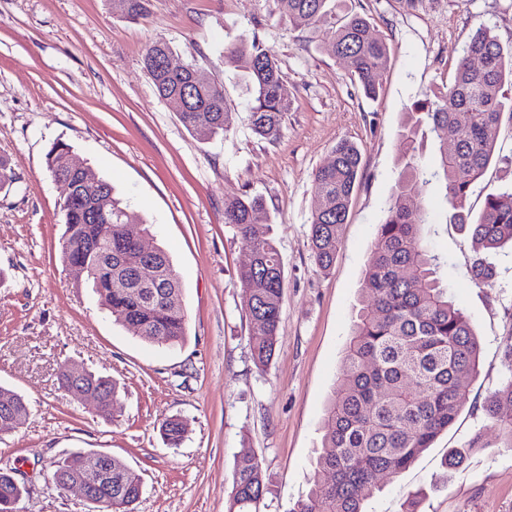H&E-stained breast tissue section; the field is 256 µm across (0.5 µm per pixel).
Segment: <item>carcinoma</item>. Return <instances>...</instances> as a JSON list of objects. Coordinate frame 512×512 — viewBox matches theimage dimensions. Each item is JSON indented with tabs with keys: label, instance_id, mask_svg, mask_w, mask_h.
Returning a JSON list of instances; mask_svg holds the SVG:
<instances>
[{
	"label": "carcinoma",
	"instance_id": "cac0c4a2",
	"mask_svg": "<svg viewBox=\"0 0 512 512\" xmlns=\"http://www.w3.org/2000/svg\"><path fill=\"white\" fill-rule=\"evenodd\" d=\"M149 0H112V14L135 20L148 12ZM275 10L295 23L328 27L329 47L346 64L365 96H376L379 77L389 64L387 44L356 13L336 15L335 0H272ZM168 43L156 41L143 57L144 68L159 98L190 90L188 64L169 72L157 62ZM225 56L242 72L250 95V128L268 141L276 140L291 102L282 95V71L277 59L254 38L225 49ZM512 52L490 28L471 34L458 62L453 82L432 92L425 103L406 113L402 134L403 165L386 218L377 227L378 246L369 258L340 367L327 400L322 446L309 479V492L292 512H365V502L380 490L379 475L392 477L408 470L436 437L454 424L466 400L465 381L478 374L480 339L469 316L448 296L442 261L427 246L426 208L415 205L428 176L445 181L453 221L475 247L471 273L475 281L493 286L494 268L481 255L512 245V190L491 191L479 218L466 209L471 184L495 159V131L504 111L512 112ZM192 132L216 136L233 124V113L219 85L195 90L194 106L179 113ZM428 124L438 144L439 162L428 173L418 161L416 134ZM455 146L448 152L447 134ZM70 147L57 143L46 157L51 175L66 172ZM331 164L315 174L316 201L310 217V248L316 266L331 268L347 223L352 196L360 177L361 155L347 140L336 144ZM76 195L60 202L65 225L63 262L85 269L84 282L93 288L100 307L112 322L131 335L162 346L185 341L187 315L180 278L160 247L145 255L129 237L128 205L112 185L91 167L74 176ZM97 212L109 223L88 220ZM224 223L237 228L254 255L237 269L243 309L250 327L254 365L263 371L274 357L285 296L284 266L270 236V216L264 200L247 194L224 199ZM505 378L487 398L484 420L497 431L498 447L512 448V344L502 354ZM59 381L73 397L94 388L112 400L116 385L107 376L88 373L72 385L65 372ZM29 414L15 391L0 386V425ZM187 424L171 418L162 424L168 446L185 438ZM483 429L460 448L448 449L445 464L459 468L477 448H485ZM98 453L74 451L58 460L52 481L95 469ZM92 491L112 503V512H132L142 493L141 477L121 459L112 458V485H92ZM266 491L263 470L249 448L235 457L228 512H260Z\"/></svg>",
	"mask_w": 512,
	"mask_h": 512
}]
</instances>
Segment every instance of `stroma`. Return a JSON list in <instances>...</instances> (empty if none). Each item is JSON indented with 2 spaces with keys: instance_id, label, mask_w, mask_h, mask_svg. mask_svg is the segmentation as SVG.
I'll list each match as a JSON object with an SVG mask.
<instances>
[{
  "instance_id": "1",
  "label": "stroma",
  "mask_w": 512,
  "mask_h": 512,
  "mask_svg": "<svg viewBox=\"0 0 512 512\" xmlns=\"http://www.w3.org/2000/svg\"><path fill=\"white\" fill-rule=\"evenodd\" d=\"M337 8L364 15L390 48L377 99L324 50L325 30L279 17L272 0H150L136 20L114 17L107 0H0V155L14 175L0 191V385L29 407L22 424L0 434V468L21 470L22 512H88L79 492H62L50 478L54 462L76 450L112 454L141 476L135 512H227L243 448L265 474L261 512H291L306 497L323 407L398 178L405 114L453 81L477 26L512 49V0H339ZM253 37L277 59L292 103L273 143L252 133L241 73L224 56L225 45ZM159 39L174 64L195 63L223 86L230 131L193 133L158 97L143 56ZM496 138L500 159L468 194L475 216L491 189L512 187V119H502ZM342 139L359 146L361 177L336 261L322 273L309 240L314 176ZM57 142L112 184L132 223L151 224L181 280L183 345L151 344L113 324L63 264L62 188L46 168ZM244 193L265 199L285 275L276 352L263 372L252 362L236 276L249 249L224 221L225 197ZM423 199L443 281L480 337V372L455 423L364 508L400 512L416 492L418 512H512V449L495 447V433L463 468L444 466L449 449L482 425L481 407L502 381L512 250L490 252L496 283L477 285L444 181L431 179ZM63 363L116 381L111 417L61 387ZM172 417L188 427L176 448L161 434Z\"/></svg>"
}]
</instances>
